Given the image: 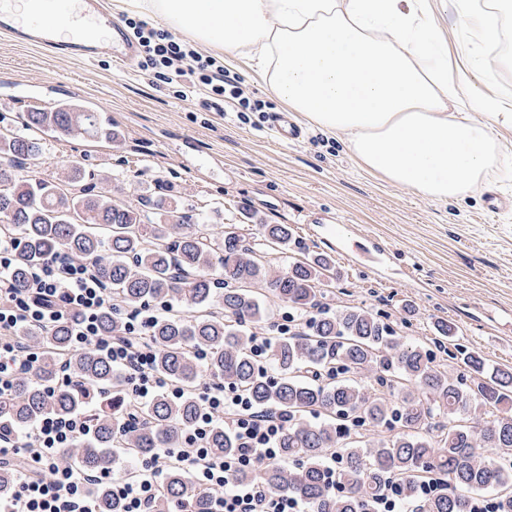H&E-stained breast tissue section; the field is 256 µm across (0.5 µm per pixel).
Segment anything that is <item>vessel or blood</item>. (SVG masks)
<instances>
[{
    "instance_id": "vessel-or-blood-1",
    "label": "vessel or blood",
    "mask_w": 512,
    "mask_h": 512,
    "mask_svg": "<svg viewBox=\"0 0 512 512\" xmlns=\"http://www.w3.org/2000/svg\"><path fill=\"white\" fill-rule=\"evenodd\" d=\"M19 3L0 0V23L23 39L81 58L101 52L120 68L134 64L136 46L101 0H34L26 11Z\"/></svg>"
}]
</instances>
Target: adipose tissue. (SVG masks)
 Returning a JSON list of instances; mask_svg holds the SVG:
<instances>
[{"mask_svg":"<svg viewBox=\"0 0 512 512\" xmlns=\"http://www.w3.org/2000/svg\"><path fill=\"white\" fill-rule=\"evenodd\" d=\"M424 0H120L228 58H244L309 125L340 135L362 170L438 202L460 200L512 159V100L455 76ZM499 43L512 0L460 4Z\"/></svg>","mask_w":512,"mask_h":512,"instance_id":"ef3b65f1","label":"adipose tissue"}]
</instances>
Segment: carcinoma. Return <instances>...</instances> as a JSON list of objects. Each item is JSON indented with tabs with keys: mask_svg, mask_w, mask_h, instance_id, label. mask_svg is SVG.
Listing matches in <instances>:
<instances>
[{
	"mask_svg": "<svg viewBox=\"0 0 512 512\" xmlns=\"http://www.w3.org/2000/svg\"><path fill=\"white\" fill-rule=\"evenodd\" d=\"M61 135L89 130L108 139L112 128L72 100L49 111L29 112L25 131L0 134V233L19 242L12 274L24 284L29 268L65 254L76 262L93 260L107 288L121 303L186 304L198 313L162 315L152 329L158 348L157 370L180 382L178 401L159 396L135 416L121 375L112 363L88 347L69 349V325L47 331L23 330L42 346L40 364L25 375L15 393L0 401V413L26 428L47 413L91 410V440L70 451L88 472H123L114 449L151 457L177 446L180 431L197 412L193 391L201 368L243 389L259 408L286 410L294 422L283 435L282 462L264 469V479L305 503L310 512H363L385 477L401 473L408 499L416 493L414 478L424 468L448 476V493L422 506V512H468L467 494L496 491L499 512H512V372L487 373L476 351L463 354L474 375L445 376L431 367L430 355L409 346L363 309L330 312L319 298L335 287V274L323 255L297 260L271 272L257 257L256 244L233 224L219 235L200 217L166 199L139 196L137 203L117 202L106 192L83 188L69 196L46 180L21 172L40 156L31 128ZM262 236L284 251L293 241L286 224L262 225ZM222 278L211 277L214 267ZM261 281L278 300L291 305L303 320L301 329L278 338L271 358L278 376L258 368L249 353L250 327L265 321L263 304L247 289ZM106 336L123 329L111 312L101 317ZM206 349L202 365L195 356ZM75 384L50 396L46 380L61 363ZM311 414L324 419L310 422ZM457 419L438 441L417 436L429 418ZM354 418L373 427L397 423L404 431L387 441L345 451L335 492L326 481V449L348 436L343 423ZM302 464L289 467L288 460ZM212 494L194 488L177 465L166 475L155 512H171L182 503L189 512H209ZM100 512H122L121 502L106 488L99 491Z\"/></svg>",
	"mask_w": 512,
	"mask_h": 512,
	"instance_id": "obj_1",
	"label": "carcinoma"
}]
</instances>
